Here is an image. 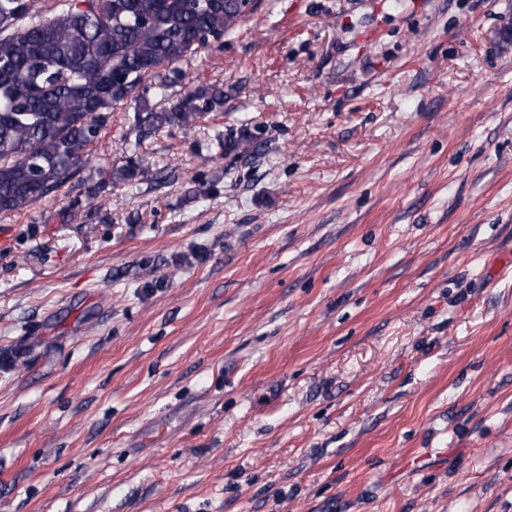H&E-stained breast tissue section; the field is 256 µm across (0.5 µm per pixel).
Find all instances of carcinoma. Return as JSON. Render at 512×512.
<instances>
[{"mask_svg":"<svg viewBox=\"0 0 512 512\" xmlns=\"http://www.w3.org/2000/svg\"><path fill=\"white\" fill-rule=\"evenodd\" d=\"M70 0L42 14L36 0H0V213L20 212L74 179L90 162L112 110L133 109L140 141L191 129L224 110V86L186 81L178 64L224 42L262 0ZM183 86L167 108L150 104ZM217 156L251 163L265 142L248 127L217 139ZM146 177L138 158L112 168L114 186Z\"/></svg>","mask_w":512,"mask_h":512,"instance_id":"obj_1","label":"carcinoma"}]
</instances>
